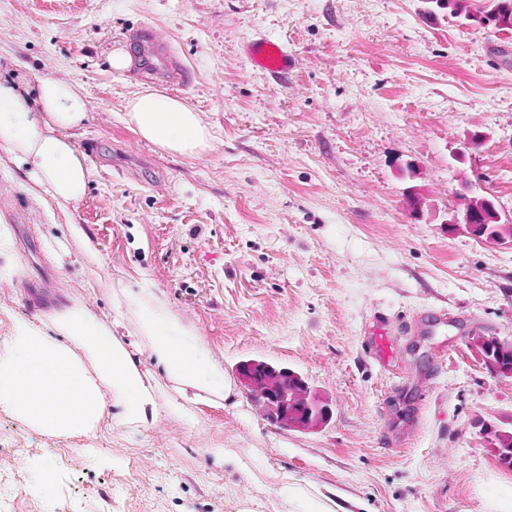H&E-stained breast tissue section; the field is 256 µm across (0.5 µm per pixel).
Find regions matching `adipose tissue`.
<instances>
[{
	"label": "adipose tissue",
	"instance_id": "1",
	"mask_svg": "<svg viewBox=\"0 0 512 512\" xmlns=\"http://www.w3.org/2000/svg\"><path fill=\"white\" fill-rule=\"evenodd\" d=\"M87 120L78 85L0 75V151L48 201V220L68 214L92 180L93 167L72 139ZM124 120L141 140L174 155H198L213 140L198 112L151 87L131 96ZM129 319L138 336L132 347L116 334ZM151 363L168 393L187 403L186 423L194 421L191 406L221 404L234 393L197 333L141 288L124 291L108 317L76 302L41 320H16L0 349V412L56 437L95 432L107 411L113 428L144 426L156 417Z\"/></svg>",
	"mask_w": 512,
	"mask_h": 512
}]
</instances>
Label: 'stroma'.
<instances>
[{
	"instance_id": "35a3bbf8",
	"label": "stroma",
	"mask_w": 512,
	"mask_h": 512,
	"mask_svg": "<svg viewBox=\"0 0 512 512\" xmlns=\"http://www.w3.org/2000/svg\"><path fill=\"white\" fill-rule=\"evenodd\" d=\"M145 27L186 82L111 67ZM257 36L287 45V78L251 64ZM0 71L82 87L74 143L95 168L50 224L0 160L15 252L0 268V339L73 300L111 315L121 289L147 286L229 378L250 359L282 365L331 408L319 431L283 428L240 385L188 426L158 387L153 423L106 449L0 413V512H237L247 497L280 512L279 475L346 512H512V470L476 428L512 423V379L467 344L472 331L512 339V245L446 225L465 180L512 220V31L429 0H0ZM142 87L199 112L212 145L187 157L142 141L123 120ZM471 133L483 144L456 159ZM45 469L52 482L34 491Z\"/></svg>"
}]
</instances>
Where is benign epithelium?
I'll list each match as a JSON object with an SVG mask.
<instances>
[{"instance_id":"7a95c632","label":"benign epithelium","mask_w":512,"mask_h":512,"mask_svg":"<svg viewBox=\"0 0 512 512\" xmlns=\"http://www.w3.org/2000/svg\"><path fill=\"white\" fill-rule=\"evenodd\" d=\"M458 197L460 208L452 210L446 223L461 224L470 232L483 216L487 199L473 195L467 183L458 192ZM237 373L241 384L248 389L266 418L280 427L308 431L313 421L331 419L328 401L314 393L309 394L303 405L293 402L288 391V378H296L298 374L288 367L248 360L239 364Z\"/></svg>"}]
</instances>
